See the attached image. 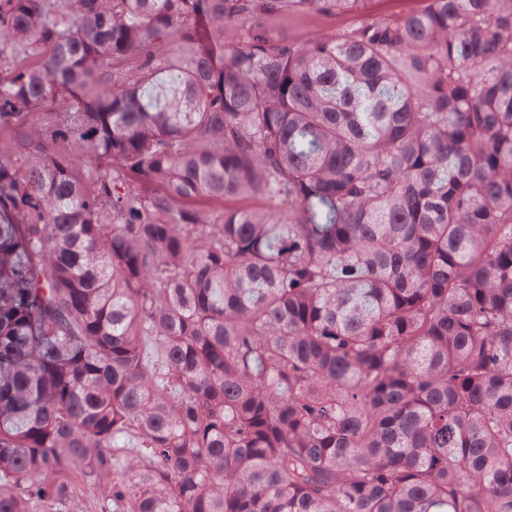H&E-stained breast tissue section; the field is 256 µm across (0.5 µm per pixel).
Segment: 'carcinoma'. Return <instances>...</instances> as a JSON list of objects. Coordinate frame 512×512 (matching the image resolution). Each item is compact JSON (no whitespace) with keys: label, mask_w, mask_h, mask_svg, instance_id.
Here are the masks:
<instances>
[{"label":"carcinoma","mask_w":512,"mask_h":512,"mask_svg":"<svg viewBox=\"0 0 512 512\" xmlns=\"http://www.w3.org/2000/svg\"><path fill=\"white\" fill-rule=\"evenodd\" d=\"M366 2L0 0V512H512V0ZM422 4L421 0H371L365 14L335 16L312 13L304 16L289 34L302 40L315 38L352 27L366 16L399 14L408 9L418 8Z\"/></svg>","instance_id":"carcinoma-1"}]
</instances>
